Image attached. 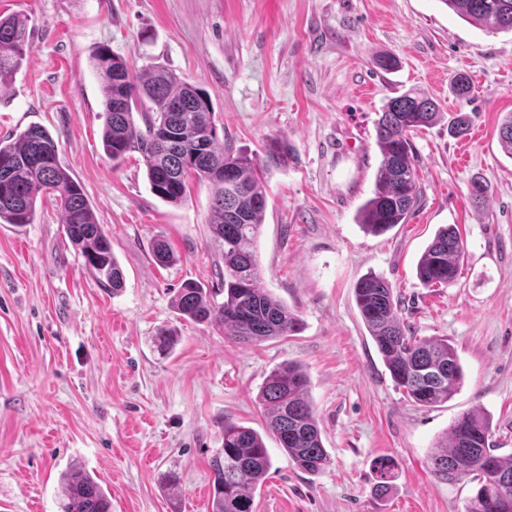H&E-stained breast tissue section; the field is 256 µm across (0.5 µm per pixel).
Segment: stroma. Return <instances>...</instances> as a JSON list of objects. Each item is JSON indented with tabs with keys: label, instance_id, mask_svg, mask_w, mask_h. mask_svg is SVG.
<instances>
[{
	"label": "stroma",
	"instance_id": "35a3bbf8",
	"mask_svg": "<svg viewBox=\"0 0 512 512\" xmlns=\"http://www.w3.org/2000/svg\"><path fill=\"white\" fill-rule=\"evenodd\" d=\"M27 18L33 51L0 92V136L42 126L84 187L124 273L98 284L68 240L54 200L33 223L0 224V512H60L59 476L84 467L112 512H211L209 462L224 422L266 430L258 394L268 374L299 364L329 463L299 470L274 438L257 512H465L474 484L436 479L429 457L463 412L480 409L499 455L512 456V156L498 131L512 113V31L463 19L440 0H0ZM108 45L130 66L159 64L204 89L233 151L270 169L257 242L261 284L300 331L251 345L175 312L183 282L220 288L211 248V189L191 183L172 205L153 195L139 153L110 160L91 53ZM399 66L384 71L377 53ZM467 75L468 98L453 80ZM425 91L468 112L466 136L440 122L412 134L422 196L408 223L381 235L356 217L380 155L375 121L387 98ZM489 187L484 204L472 180ZM456 225L454 282L425 287L417 263L436 231ZM165 239L171 263L153 257ZM390 284L417 337L445 336L463 367L448 402L415 406L394 387L359 316L355 286ZM178 343L162 355L160 329ZM396 464L386 497L374 462ZM176 474L169 486L168 474Z\"/></svg>",
	"mask_w": 512,
	"mask_h": 512
}]
</instances>
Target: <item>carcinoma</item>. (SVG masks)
Segmentation results:
<instances>
[{
  "mask_svg": "<svg viewBox=\"0 0 512 512\" xmlns=\"http://www.w3.org/2000/svg\"><path fill=\"white\" fill-rule=\"evenodd\" d=\"M462 18L495 30L512 31V0H440ZM33 51L26 21L0 17V92L9 86ZM92 65L101 80L105 115L102 147L114 160L140 153L150 191L160 200H184L190 181L206 182L212 190L211 241L224 263V300H210L195 281L177 290L174 308L185 320L218 323L242 345L291 336L301 320L272 293L260 287L256 243L267 206L264 174L249 155L233 152L220 141L209 95L169 69L151 66L134 70L102 45ZM139 115L143 126L136 125ZM428 95L406 91L387 98L375 122L382 156L372 196L358 211V224L375 235L404 224L420 200L416 159L410 133L445 118ZM470 117L456 112L448 133L461 137ZM267 165H288V149L273 139L266 149ZM61 208L69 241L80 251L89 275L117 291L123 285L121 266L112 242L98 223L82 186L63 167L58 146L39 126L0 137V224H31L36 204L45 196ZM464 255L458 230H438L417 266L426 286L454 280ZM362 320L396 387L420 407L445 403L463 379L460 359L448 340L413 336L396 313L388 282L375 274L363 276L355 288ZM267 432L288 458L309 474L329 462L309 395L303 368L288 362L267 377L259 396ZM224 447L211 460L212 512H254V492L272 461L263 437L254 429L224 422ZM489 419L478 410L459 415L449 435L432 453V473L443 481L472 477L476 488L467 512H512V457L495 453ZM394 464L387 457L374 463L376 494L391 489ZM61 512H112L103 487L81 466L60 476Z\"/></svg>",
  "mask_w": 512,
  "mask_h": 512,
  "instance_id": "carcinoma-1",
  "label": "carcinoma"
}]
</instances>
